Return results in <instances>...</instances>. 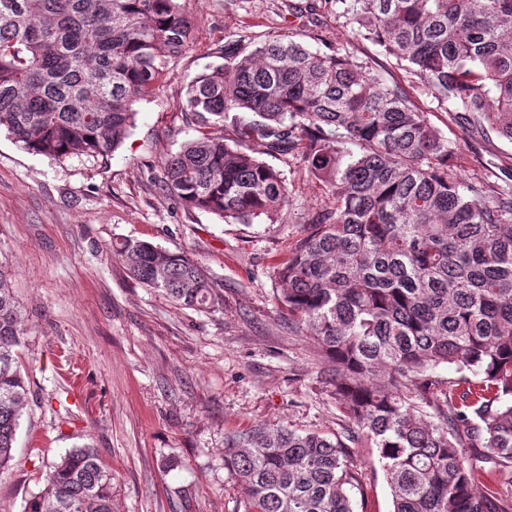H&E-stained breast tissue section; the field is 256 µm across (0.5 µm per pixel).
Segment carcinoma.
I'll list each match as a JSON object with an SVG mask.
<instances>
[{
	"instance_id": "carcinoma-1",
	"label": "carcinoma",
	"mask_w": 512,
	"mask_h": 512,
	"mask_svg": "<svg viewBox=\"0 0 512 512\" xmlns=\"http://www.w3.org/2000/svg\"><path fill=\"white\" fill-rule=\"evenodd\" d=\"M470 134L512 142V0H329ZM191 39L179 0H0V128L29 152L107 157ZM188 86L201 128L244 127L234 146L205 132L162 162L164 190L227 221L277 222L293 156L332 206L274 270L288 321L324 354L335 437L284 424L224 439L241 512H354L365 496L352 444L375 448L392 512H512V191L496 197L448 165L454 144L404 90L337 51L293 37L228 38ZM137 283L198 310L224 295L184 253L125 240ZM27 329L0 272V471L12 460L28 376ZM452 367L442 379L436 369ZM490 464L474 489L473 461ZM25 512H112V471L90 444L49 467Z\"/></svg>"
}]
</instances>
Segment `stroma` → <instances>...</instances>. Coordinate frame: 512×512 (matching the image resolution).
Returning a JSON list of instances; mask_svg holds the SVG:
<instances>
[{
    "mask_svg": "<svg viewBox=\"0 0 512 512\" xmlns=\"http://www.w3.org/2000/svg\"><path fill=\"white\" fill-rule=\"evenodd\" d=\"M180 0L191 42L160 88L136 105L135 125L112 156L56 161L0 131V271L27 324L21 361L29 391L0 473V512H24L51 463L90 443L112 469L114 512H237L244 496L224 467L226 436L284 423L326 435L340 429L336 400L316 382L320 353L295 333L276 300L277 264L328 208L321 182L295 158H269L288 184L277 223L238 224L164 192L162 161L195 137L181 110L187 85L226 37L297 32L339 51L409 100L451 142L454 165L496 192L512 185V142L467 135L378 46L352 37L324 0ZM188 255L221 288L215 310L176 306L133 281L113 254L124 240ZM365 512H391L390 486L367 442ZM174 459V470L163 467Z\"/></svg>",
    "mask_w": 512,
    "mask_h": 512,
    "instance_id": "obj_1",
    "label": "stroma"
}]
</instances>
